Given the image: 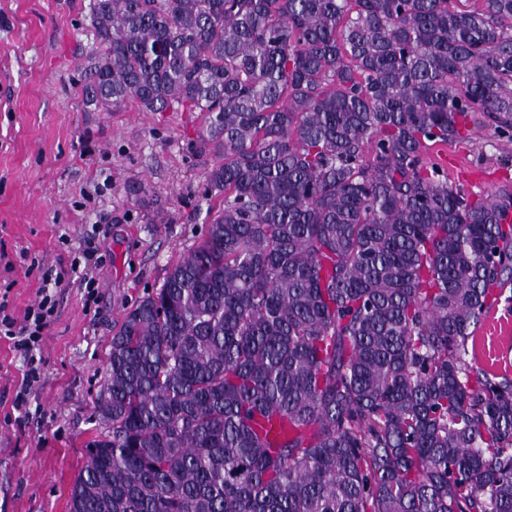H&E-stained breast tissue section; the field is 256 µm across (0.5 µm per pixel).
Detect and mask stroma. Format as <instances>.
Returning a JSON list of instances; mask_svg holds the SVG:
<instances>
[{
    "label": "stroma",
    "instance_id": "stroma-1",
    "mask_svg": "<svg viewBox=\"0 0 512 512\" xmlns=\"http://www.w3.org/2000/svg\"><path fill=\"white\" fill-rule=\"evenodd\" d=\"M89 4L0 0V303L23 318L40 297L42 267L69 266L90 238L102 255L94 296L72 278L55 288L41 377L22 408L14 398L26 360L0 334V512H68L84 444L99 429L112 330L219 209L204 193L215 158L192 148L203 113L146 112L132 100L85 108L83 66L97 49ZM430 156L469 194L512 184V144L492 130ZM468 350L471 363L512 378V286Z\"/></svg>",
    "mask_w": 512,
    "mask_h": 512
}]
</instances>
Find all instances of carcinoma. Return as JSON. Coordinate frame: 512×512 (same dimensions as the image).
I'll use <instances>...</instances> for the list:
<instances>
[{
	"label": "carcinoma",
	"mask_w": 512,
	"mask_h": 512,
	"mask_svg": "<svg viewBox=\"0 0 512 512\" xmlns=\"http://www.w3.org/2000/svg\"><path fill=\"white\" fill-rule=\"evenodd\" d=\"M92 0L86 107L206 113L224 200L113 329L69 512H512V380L468 359L512 192V0ZM430 156L448 169L449 180L474 197L505 183L512 186V144L499 140L490 129L481 130L470 141L430 149Z\"/></svg>",
	"instance_id": "1"
}]
</instances>
